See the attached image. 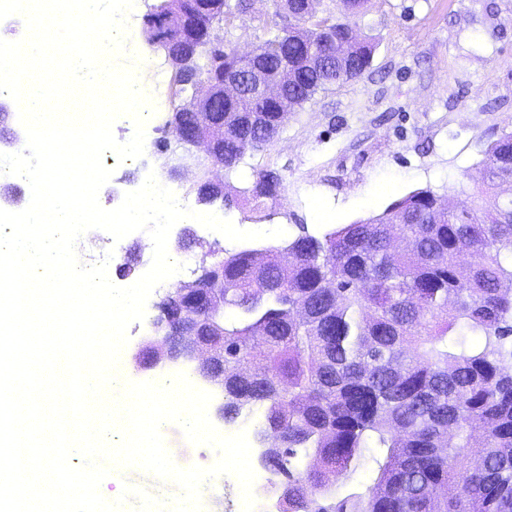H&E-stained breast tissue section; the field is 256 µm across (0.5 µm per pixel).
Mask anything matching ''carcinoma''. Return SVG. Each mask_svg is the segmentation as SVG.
I'll use <instances>...</instances> for the list:
<instances>
[{
	"label": "carcinoma",
	"mask_w": 512,
	"mask_h": 512,
	"mask_svg": "<svg viewBox=\"0 0 512 512\" xmlns=\"http://www.w3.org/2000/svg\"><path fill=\"white\" fill-rule=\"evenodd\" d=\"M195 50L198 75L212 77L214 26L228 0H208ZM306 19L304 0H275L308 30L297 41L269 31L257 46L263 66L288 76L303 104L370 66L372 37L351 32L350 17L370 0H341ZM176 0H153L142 19L172 13ZM179 99L164 125L192 128V96ZM224 121L220 160L230 177L238 143L258 149L279 113L255 94L217 99L208 115ZM282 177L263 170L242 189L260 200ZM512 134L486 151L480 194L456 206L429 189L409 193L382 213L338 224L322 236L301 230L288 242L293 262L270 246L226 253L224 420L262 411L269 443L264 467L288 485L280 512H512ZM195 204L224 200V188L193 187ZM483 220H472V211ZM410 241L395 251V236ZM480 428L484 439L473 442ZM356 491L336 483L357 471Z\"/></svg>",
	"instance_id": "cac0c4a2"
}]
</instances>
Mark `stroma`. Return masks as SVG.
I'll return each instance as SVG.
<instances>
[{
  "label": "stroma",
  "instance_id": "stroma-1",
  "mask_svg": "<svg viewBox=\"0 0 512 512\" xmlns=\"http://www.w3.org/2000/svg\"><path fill=\"white\" fill-rule=\"evenodd\" d=\"M250 3L231 29L241 53L288 23L272 0ZM356 22L375 42L369 68L295 108L279 133L262 148L247 149L226 177L232 204L223 210L225 219L260 232V239L233 242L194 228L192 248L180 252L185 281H193L209 249H260L269 246L264 233L274 228L284 229L278 239L284 245L300 227L319 235L330 225L377 215L413 190L463 199L480 188L486 149L512 133V0H371ZM149 110L143 157L104 160L113 169L99 192L105 208L121 202L113 188L133 191L152 170L185 165L175 184L186 193L193 175L225 177L222 167L198 153L158 155L153 141L168 105L154 100ZM269 167L280 171L283 187L259 209L239 190ZM185 203L193 205V196L187 193ZM166 294L155 289L144 320L128 328L121 358L131 380L143 375L135 356Z\"/></svg>",
  "mask_w": 512,
  "mask_h": 512
}]
</instances>
